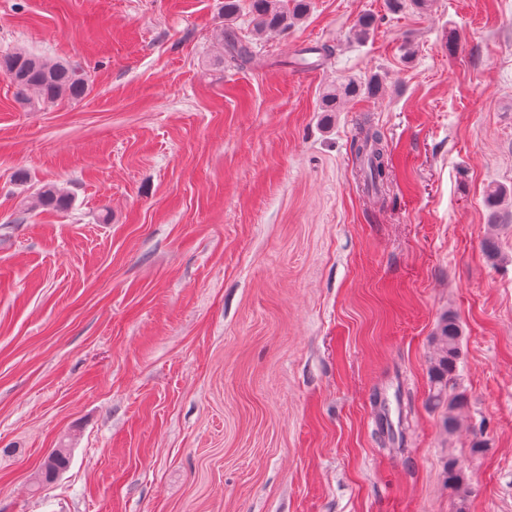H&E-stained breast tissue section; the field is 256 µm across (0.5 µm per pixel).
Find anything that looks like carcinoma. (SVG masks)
Segmentation results:
<instances>
[{"mask_svg":"<svg viewBox=\"0 0 512 512\" xmlns=\"http://www.w3.org/2000/svg\"><path fill=\"white\" fill-rule=\"evenodd\" d=\"M252 15L257 28L261 30H285L294 21L302 18L308 9V0H251ZM0 74L11 79L17 74L20 79L14 82L17 101L30 109H45L67 100H82L89 91L88 76L84 68L63 60H48L25 50L0 55ZM382 88L378 76H372L365 83L348 81L323 95L320 111L331 117L340 111L350 98L375 96ZM352 151L359 163V171L366 190H376L384 185L391 165L390 152L380 133L370 125L360 127L352 141ZM71 195L55 184L43 185L29 200V207L41 211H65L71 207ZM461 326L456 317L445 315L438 328L435 341V358L431 383L434 405H447L453 411L463 404V396L448 397L447 377L455 370L460 353ZM50 467H41L35 477V486L40 488L53 481L51 473H62L70 464L68 448H56L50 454ZM446 469L448 482L461 499L469 493L468 480L455 459H448Z\"/></svg>","mask_w":512,"mask_h":512,"instance_id":"cac0c4a2","label":"carcinoma"}]
</instances>
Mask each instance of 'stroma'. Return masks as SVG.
I'll return each mask as SVG.
<instances>
[{
    "label": "stroma",
    "instance_id": "35a3bbf8",
    "mask_svg": "<svg viewBox=\"0 0 512 512\" xmlns=\"http://www.w3.org/2000/svg\"><path fill=\"white\" fill-rule=\"evenodd\" d=\"M223 3L0 0V53L89 76L29 110L0 75V512H512V222L486 204L499 185L512 213V0H309L263 33ZM375 74L325 120L331 85ZM366 121L393 162L376 194ZM46 182L67 211L27 209ZM448 313L451 434L429 400ZM352 151L359 163L365 189L368 192L378 190L384 185L391 165L388 146L380 133L364 123L352 141ZM51 465L48 471L43 464L35 477V486L37 489L41 488L44 484L51 483L55 479L51 478V472L62 473L70 464L71 453L69 448H55L50 454Z\"/></svg>",
    "mask_w": 512,
    "mask_h": 512
}]
</instances>
